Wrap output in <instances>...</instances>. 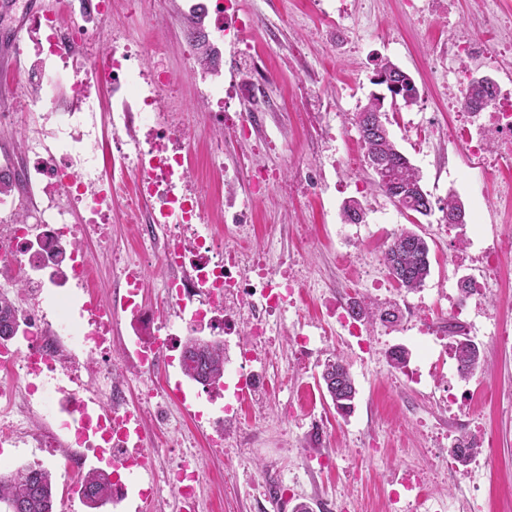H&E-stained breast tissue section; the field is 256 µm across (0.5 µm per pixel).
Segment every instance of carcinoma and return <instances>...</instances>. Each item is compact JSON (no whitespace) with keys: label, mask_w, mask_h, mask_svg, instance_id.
Returning <instances> with one entry per match:
<instances>
[{"label":"carcinoma","mask_w":512,"mask_h":512,"mask_svg":"<svg viewBox=\"0 0 512 512\" xmlns=\"http://www.w3.org/2000/svg\"><path fill=\"white\" fill-rule=\"evenodd\" d=\"M392 80L408 79L413 95L400 99L396 106L417 103L420 94L413 79L389 61L380 64ZM365 163L375 162L382 174L374 176L375 184L397 207L421 216L428 215V193L421 184L419 170L397 147L389 130H368L357 122ZM385 267L395 283L407 292L420 289L431 274L430 248L419 234L404 227L392 233L384 250ZM20 328L18 309L7 297L0 295V341L10 338ZM452 349L461 378L469 380L483 371L480 350L470 339L452 333ZM186 375L210 385L224 379V342L219 339L188 338L182 349ZM321 379L336 411L349 414L353 409L357 389L347 363L341 357L324 364ZM80 492L91 508H100L112 497L110 476L89 471L82 476ZM5 512H54V486L51 471L46 468L24 467L10 476L0 474V504Z\"/></svg>","instance_id":"1"}]
</instances>
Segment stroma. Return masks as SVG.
I'll list each match as a JSON object with an SVG mask.
<instances>
[{
    "mask_svg": "<svg viewBox=\"0 0 512 512\" xmlns=\"http://www.w3.org/2000/svg\"><path fill=\"white\" fill-rule=\"evenodd\" d=\"M35 0H0V111L17 112L26 97L21 75L10 66L26 34V15ZM177 0H144L142 12L130 14L128 0H112V27L135 41L159 40L167 49L172 92L185 106L195 128L206 131L208 113L196 100V86L186 59L189 27ZM244 10L261 15L246 45L225 43L224 55L239 74L262 67L276 74L270 87L267 124L272 146L256 152L240 144L224 163L239 169L253 156L280 171L282 184L271 188L256 207L257 243L269 264L298 255L312 281L345 287L349 274L336 257L337 233L345 231L362 268L378 270L379 248L399 227L413 229L430 246L431 274L409 303L426 302L440 323L448 321V292L459 288L468 270L462 257L468 248V224L479 223L486 237L512 235V199L496 212L479 207L495 196L512 167L498 171L469 169L463 148L449 143L445 133L454 120L448 110L447 68H432L439 42L448 28L438 22L417 29L404 0H346L355 20L332 21L336 0H240ZM288 24H281V16ZM388 60L408 73L422 96L401 108L388 129L398 148L419 168L424 190L433 203L428 217L406 213L374 184L366 164L355 170L337 169L336 180L346 192L328 188L303 198L298 167L320 168L329 160L320 147L321 133L307 113H319L336 127L339 149L359 144L355 118L371 95L385 93L375 84L378 63ZM371 196L377 206L364 222L343 225L341 202L357 192ZM466 209L465 224L447 225L442 216L449 193ZM322 297L312 291L299 311L288 314V331L261 353L268 391L246 404L239 428L223 447L209 445L210 433L196 428L188 416L170 412L169 445L149 451L157 477H164L178 453H192L201 469L197 512H282L284 504L307 503L311 512H324L326 503L348 504L351 512H387L401 469L419 464L430 471L428 490L446 502L445 512H463L467 500L478 499L487 512L512 505V341L503 342L484 317H475L470 338L480 351L486 374L462 380L455 368L438 362L417 384L407 383L389 364L390 347H402L409 360L419 357L420 339L414 331L390 329L374 354L362 353L335 330H324L316 345L319 361L305 364L296 355L290 331L320 321ZM340 355L348 364L357 389L354 408L339 415L320 378L323 362ZM467 394V404L495 444V466L483 475L449 481L441 466L448 448L435 447V434H448L454 423L437 405L443 392ZM323 420L328 433L322 442L310 437L313 420ZM377 441L380 450L368 457L365 449ZM328 455L332 466L312 469L310 458ZM291 497H283L282 486Z\"/></svg>",
    "mask_w": 512,
    "mask_h": 512,
    "instance_id": "1",
    "label": "stroma"
}]
</instances>
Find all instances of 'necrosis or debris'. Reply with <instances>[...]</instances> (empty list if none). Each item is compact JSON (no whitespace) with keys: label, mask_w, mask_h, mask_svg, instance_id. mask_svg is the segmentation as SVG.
I'll return each instance as SVG.
<instances>
[{"label":"necrosis or debris","mask_w":512,"mask_h":512,"mask_svg":"<svg viewBox=\"0 0 512 512\" xmlns=\"http://www.w3.org/2000/svg\"><path fill=\"white\" fill-rule=\"evenodd\" d=\"M198 16L189 66L199 96L212 108L206 137L210 156L223 165L230 144L251 140L267 124L264 112H229L230 98L268 99L276 76L224 74V40L241 37L257 24L240 12V0H183ZM112 0H51L28 18L29 43L20 53L34 128L24 142V164L0 160V179H19L17 191L0 194V284L21 283L23 324L11 345H0V447L31 438L44 449L39 464L64 459L72 477L103 462L112 469V512H123L129 496L155 503L161 485L183 505L196 501L201 472L184 454L163 480L143 478L150 466L143 450L144 424H155V447L167 446L170 405L182 404L180 383L162 372L179 337L207 332L220 338L247 334L272 344L291 309L307 293L298 260L270 266L254 248V214L259 198L279 172L253 164L225 173L218 197L206 195L189 174V153L197 136L179 100L169 95L162 43L140 45L112 29ZM452 80L448 109L456 123L448 137L460 143L469 168L490 170L512 164V95L494 88L490 101L473 106L464 86L476 65L491 62L489 35L457 32L448 38ZM107 114L112 143L101 146L98 118ZM248 193H241V186ZM124 199L123 216L144 244L138 260L112 244V199ZM110 246L112 279L96 282L87 241ZM512 240L467 253L469 286L482 298L494 285ZM164 268L161 297L169 315L143 300L142 264ZM378 308L400 307L402 328L444 341L426 304L404 309L396 293L372 278ZM362 296L329 290L325 310L342 335L368 346V331L353 311ZM128 318L133 333L122 364L150 378L152 387L130 404L124 387L104 369L94 391L83 381L85 359L107 355L111 325ZM239 401L201 405L194 414L211 429L220 448L239 423Z\"/></svg>","instance_id":"necrosis-or-debris-1"}]
</instances>
